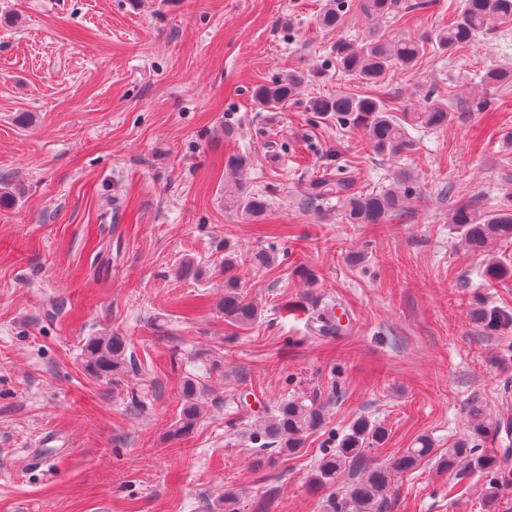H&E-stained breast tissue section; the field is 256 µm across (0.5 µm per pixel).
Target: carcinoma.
I'll return each instance as SVG.
<instances>
[{"mask_svg": "<svg viewBox=\"0 0 512 512\" xmlns=\"http://www.w3.org/2000/svg\"><path fill=\"white\" fill-rule=\"evenodd\" d=\"M398 3L399 0H361V10L367 16L382 18L393 13ZM346 8V0H329L318 16V24L325 29L336 28ZM509 20H512V0H462L456 21L446 28L417 38L373 37L360 46L342 42L335 47L336 61L360 82L376 84L395 69L414 68L429 44L444 51L468 47L481 35L494 30L496 24ZM310 77L312 74L308 72L290 69L259 86L254 92L255 100L260 109L274 112L294 97ZM481 82L495 87L510 86L512 67H489L484 70ZM307 108L336 120V125L341 128L362 129L374 153L383 158L397 157L413 149L414 141L407 127L435 130L452 118L446 103L430 98L419 111L404 112L400 116L391 112L380 97L350 93L315 96L307 101ZM332 194L346 199V216L351 224H382L392 216L407 212L409 204L406 190L389 188L379 193L357 194L350 192V185L340 178L314 183L310 200H324ZM224 206L256 219L269 207V199L265 194L246 191L237 181L233 187L224 190ZM451 223L461 231L463 246L471 253L485 257L481 275L491 279L512 275V267L494 255L497 244L512 241V191L503 192L500 204L493 210L486 209L481 197L458 205L452 213ZM239 265V255L224 250V296L219 308L224 313V321L244 329L261 319L262 308L241 292L237 275ZM344 316L345 313L337 314L331 307L317 313L313 321L319 323V332L338 335L346 328L342 324ZM472 316L474 321L489 328L512 324V315L482 304L473 310ZM127 348L126 337L117 333L94 337L85 347V361L97 375L121 380L127 376L128 362L131 361ZM184 397V407L175 423L177 434L192 431L199 415L194 383L186 385ZM469 416L468 432L448 447V452L438 461V468L454 472L464 466L481 473L484 479L483 507L486 512H494L500 494L512 487V474L509 473L512 449L507 448L499 455L484 448V444L502 428L512 427V423L484 413L479 404L470 406ZM323 421V414L317 407L294 400L275 405L255 424L253 440L260 443L261 453L256 455L254 467L258 470L264 467L263 450L269 444L277 447V452L282 455L297 453L303 448V437L322 427ZM385 437L384 426L360 417L344 434L337 448L319 459L313 477V484L318 488L335 483L336 477L346 470L354 469L358 474L346 496L332 501V512H384L392 477L413 469L434 453L431 440L422 436L416 440L415 447L393 457L388 465L375 467L368 463L366 451L374 444H382Z\"/></svg>", "mask_w": 512, "mask_h": 512, "instance_id": "1", "label": "carcinoma"}]
</instances>
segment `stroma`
Here are the masks:
<instances>
[{
  "label": "stroma",
  "instance_id": "obj_1",
  "mask_svg": "<svg viewBox=\"0 0 512 512\" xmlns=\"http://www.w3.org/2000/svg\"><path fill=\"white\" fill-rule=\"evenodd\" d=\"M326 3L0 0V182L19 191L0 206V512H220L228 489L238 512H330L351 476L318 491L315 466L357 418L387 428L366 454L382 464L423 435L447 452L474 402L512 421V328L471 316L482 300L512 312V277H482L449 222L512 180V86L480 82L483 67L512 66V21L368 86L337 67V42L431 33L459 0L379 21L354 2L335 29L317 23ZM288 69L314 77L260 111L254 88ZM337 92L398 113L430 94L454 118L384 159L361 129L307 111ZM233 156L248 189L271 196L261 219L224 207ZM402 170L412 208L387 223H348L341 199L306 203L317 181L375 191ZM228 247L264 311L245 330L217 307ZM257 252L274 263L254 265ZM187 258L200 277L178 275ZM336 303L348 332L318 335L316 311ZM112 332L135 363L118 383L83 358ZM189 381L200 415L178 436ZM287 399L323 407L324 425L298 455L272 448L275 465L255 469L253 426ZM455 481L423 460L395 477L389 512H483L479 475L461 497Z\"/></svg>",
  "mask_w": 512,
  "mask_h": 512
}]
</instances>
